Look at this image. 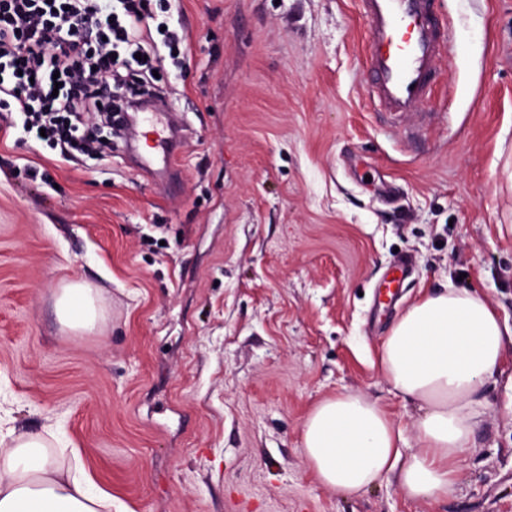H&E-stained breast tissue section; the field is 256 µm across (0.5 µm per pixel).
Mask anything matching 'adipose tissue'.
Listing matches in <instances>:
<instances>
[{
  "instance_id": "ef3b65f1",
  "label": "adipose tissue",
  "mask_w": 512,
  "mask_h": 512,
  "mask_svg": "<svg viewBox=\"0 0 512 512\" xmlns=\"http://www.w3.org/2000/svg\"><path fill=\"white\" fill-rule=\"evenodd\" d=\"M56 313L77 330L99 320L82 283L62 288ZM510 335L484 297L447 287L419 298L393 321L377 360L384 380L420 410L415 445L376 401L336 394L319 401L302 428V451L317 480L352 497L394 473L408 499L448 497L478 426L479 390L501 365ZM111 504L87 477L59 468L41 438L17 435L0 454V512H98Z\"/></svg>"
}]
</instances>
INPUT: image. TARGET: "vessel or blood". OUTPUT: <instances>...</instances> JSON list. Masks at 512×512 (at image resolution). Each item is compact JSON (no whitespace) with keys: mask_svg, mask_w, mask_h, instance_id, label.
<instances>
[{"mask_svg":"<svg viewBox=\"0 0 512 512\" xmlns=\"http://www.w3.org/2000/svg\"><path fill=\"white\" fill-rule=\"evenodd\" d=\"M361 7L374 97L393 120L418 117L442 55L431 0H361Z\"/></svg>","mask_w":512,"mask_h":512,"instance_id":"1","label":"vessel or blood"}]
</instances>
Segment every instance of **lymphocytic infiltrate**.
<instances>
[{
  "label": "lymphocytic infiltrate",
  "mask_w": 512,
  "mask_h": 512,
  "mask_svg": "<svg viewBox=\"0 0 512 512\" xmlns=\"http://www.w3.org/2000/svg\"><path fill=\"white\" fill-rule=\"evenodd\" d=\"M184 40L152 0H0V105L61 155L98 158L116 96L154 95L159 47Z\"/></svg>",
  "instance_id": "f902f5d3"
}]
</instances>
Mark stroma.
I'll list each match as a JSON object with an SVG mask.
<instances>
[{"label": "stroma", "instance_id": "1", "mask_svg": "<svg viewBox=\"0 0 512 512\" xmlns=\"http://www.w3.org/2000/svg\"><path fill=\"white\" fill-rule=\"evenodd\" d=\"M438 3L414 137L368 97L358 0H156L187 47L159 70L185 133L148 172L117 139L62 159L0 111V436L44 437L110 512H512V342L447 498L392 474L342 498L301 449L340 392L417 417L376 362L422 294L463 286L512 326V0ZM73 281L93 330L57 317ZM59 321L77 330H91L99 320V311L92 289L83 283H71L62 288L56 301Z\"/></svg>", "mask_w": 512, "mask_h": 512}]
</instances>
